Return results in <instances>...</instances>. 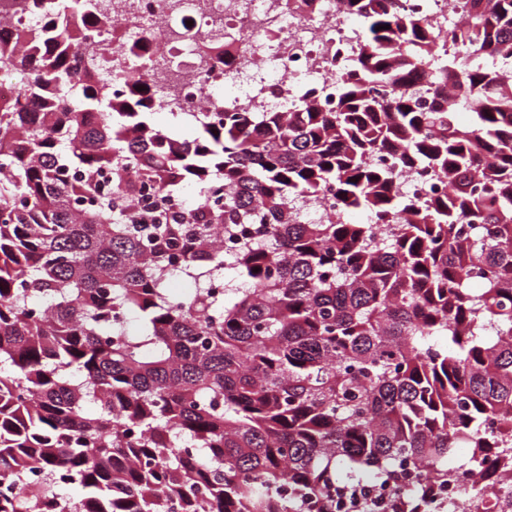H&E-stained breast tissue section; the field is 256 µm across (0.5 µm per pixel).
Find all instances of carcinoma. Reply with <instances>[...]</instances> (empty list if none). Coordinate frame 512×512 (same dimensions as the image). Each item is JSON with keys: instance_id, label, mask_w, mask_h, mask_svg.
<instances>
[{"instance_id": "carcinoma-1", "label": "carcinoma", "mask_w": 512, "mask_h": 512, "mask_svg": "<svg viewBox=\"0 0 512 512\" xmlns=\"http://www.w3.org/2000/svg\"><path fill=\"white\" fill-rule=\"evenodd\" d=\"M67 2L0 42L28 70L0 106V512H354L365 470L383 512H512V0H458L446 63L424 18L345 0L366 37L336 109L191 142L143 74L112 95L102 0ZM414 165L449 194L399 196ZM190 183L224 206L142 212ZM326 188L377 223L292 218ZM456 448L488 467L444 503Z\"/></svg>"}]
</instances>
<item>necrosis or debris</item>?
Wrapping results in <instances>:
<instances>
[{"mask_svg": "<svg viewBox=\"0 0 512 512\" xmlns=\"http://www.w3.org/2000/svg\"><path fill=\"white\" fill-rule=\"evenodd\" d=\"M441 34L462 18L454 0H397ZM112 72L134 68L125 45L149 54V82L180 123L214 112H293L310 101L336 104L341 81L365 39L343 0H112Z\"/></svg>", "mask_w": 512, "mask_h": 512, "instance_id": "obj_1", "label": "necrosis or debris"}]
</instances>
